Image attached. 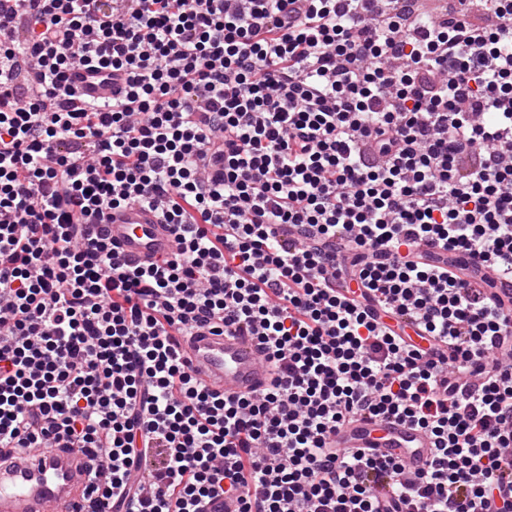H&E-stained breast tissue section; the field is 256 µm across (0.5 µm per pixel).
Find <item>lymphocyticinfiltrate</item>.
I'll return each mask as SVG.
<instances>
[{
  "instance_id": "f902f5d3",
  "label": "lymphocytic infiltrate",
  "mask_w": 512,
  "mask_h": 512,
  "mask_svg": "<svg viewBox=\"0 0 512 512\" xmlns=\"http://www.w3.org/2000/svg\"><path fill=\"white\" fill-rule=\"evenodd\" d=\"M421 2L0 0L1 458L99 455L88 512H512V0ZM92 64L109 107L69 84ZM129 204L169 259L97 230ZM205 328L270 386L208 391ZM361 417L428 467L337 454ZM97 224L132 262L156 261L169 256L175 249L172 228L160 224L154 212L137 204L106 211ZM196 378L210 391L224 396L251 395L266 388L272 372L257 352L253 336H192L185 344ZM333 440L330 448H377L380 454L406 460L412 471L425 468L434 453L432 441L421 431L367 418L344 427Z\"/></svg>"
}]
</instances>
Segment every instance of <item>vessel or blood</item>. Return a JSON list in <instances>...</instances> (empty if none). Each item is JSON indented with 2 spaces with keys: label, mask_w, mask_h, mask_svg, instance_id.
I'll return each mask as SVG.
<instances>
[{
  "label": "vessel or blood",
  "mask_w": 512,
  "mask_h": 512,
  "mask_svg": "<svg viewBox=\"0 0 512 512\" xmlns=\"http://www.w3.org/2000/svg\"><path fill=\"white\" fill-rule=\"evenodd\" d=\"M70 80L77 93L96 99L112 96L110 71L79 68ZM99 228L132 262L155 261L175 248L171 227L137 204L106 211ZM185 350L193 374L210 391L251 395L271 382V369L258 354L254 337L206 333L191 337ZM334 441L340 449L374 448L404 459L414 471L425 468L434 453L432 441L421 431L367 418L341 429ZM94 471L90 458L74 456L60 444L15 452L0 459V512H83Z\"/></svg>",
  "instance_id": "1"
}]
</instances>
